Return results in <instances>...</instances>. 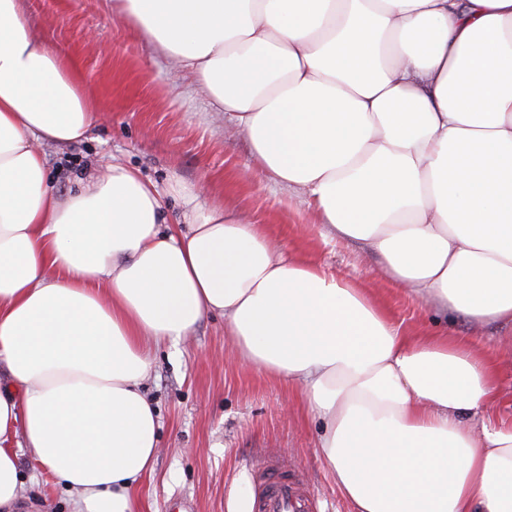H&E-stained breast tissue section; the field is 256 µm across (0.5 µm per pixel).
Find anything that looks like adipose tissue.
I'll use <instances>...</instances> for the list:
<instances>
[{
    "label": "adipose tissue",
    "instance_id": "ef3b65f1",
    "mask_svg": "<svg viewBox=\"0 0 512 512\" xmlns=\"http://www.w3.org/2000/svg\"><path fill=\"white\" fill-rule=\"evenodd\" d=\"M243 133L261 170L410 295L512 326V0H113ZM97 114L76 67L0 0V512L28 458L72 512H140L159 451L152 350L209 314L306 395L355 512H512L498 361L413 335L364 289L174 183L108 165L67 197L42 148Z\"/></svg>",
    "mask_w": 512,
    "mask_h": 512
}]
</instances>
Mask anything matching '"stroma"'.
Wrapping results in <instances>:
<instances>
[{
    "instance_id": "35a3bbf8",
    "label": "stroma",
    "mask_w": 512,
    "mask_h": 512,
    "mask_svg": "<svg viewBox=\"0 0 512 512\" xmlns=\"http://www.w3.org/2000/svg\"><path fill=\"white\" fill-rule=\"evenodd\" d=\"M39 38L76 64L98 118L80 141L44 149L49 181L59 197L75 191L102 163L114 160L164 192V218L182 215L171 183L196 187L265 225L289 251L364 288L409 332L448 330L498 356L497 419L512 423V328L474 327L413 298L380 272L377 257L336 239L313 208L260 172L246 137L218 121L205 95L157 47L112 13V0H23ZM224 319H203L183 345L159 346L143 382L161 421L160 453L138 495L142 512H242L254 498L258 469L278 463L301 479L314 512H352L321 461V418L301 391L229 359ZM35 512H69V497L45 471L20 462Z\"/></svg>"
}]
</instances>
